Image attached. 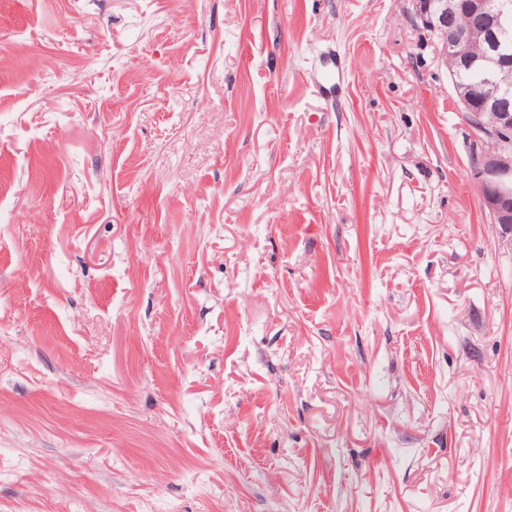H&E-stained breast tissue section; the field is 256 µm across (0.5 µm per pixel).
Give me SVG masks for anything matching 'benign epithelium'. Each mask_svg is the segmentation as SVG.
<instances>
[{"label":"benign epithelium","instance_id":"1","mask_svg":"<svg viewBox=\"0 0 512 512\" xmlns=\"http://www.w3.org/2000/svg\"><path fill=\"white\" fill-rule=\"evenodd\" d=\"M415 25L438 38V53L449 72L467 69L481 79L455 86L457 99L475 140L471 164L482 203L512 244V55L503 45L512 28L503 17L509 0H411ZM461 7L477 14L479 24L453 29L450 19Z\"/></svg>","mask_w":512,"mask_h":512}]
</instances>
